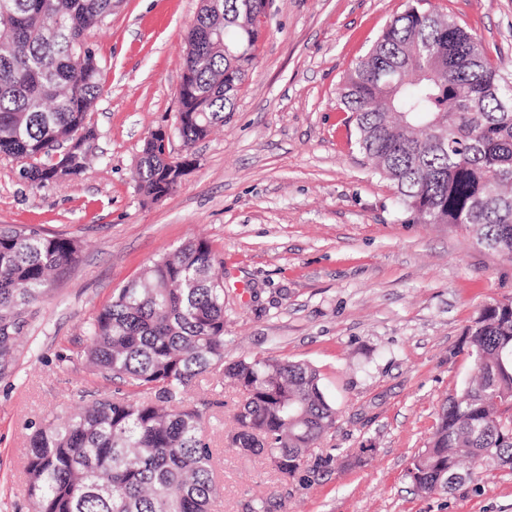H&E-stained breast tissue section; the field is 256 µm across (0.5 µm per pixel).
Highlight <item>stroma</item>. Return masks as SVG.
I'll return each mask as SVG.
<instances>
[{
  "instance_id": "35a3bbf8",
  "label": "stroma",
  "mask_w": 512,
  "mask_h": 512,
  "mask_svg": "<svg viewBox=\"0 0 512 512\" xmlns=\"http://www.w3.org/2000/svg\"><path fill=\"white\" fill-rule=\"evenodd\" d=\"M413 0H271L258 58L224 124L192 147L176 192L139 194L146 137L173 129L184 38L201 0H117L89 34L104 64L86 122L96 130L80 176L31 186L0 155V224L79 241L0 375V512H29L32 433L121 384L86 362L87 327L113 292L163 254L204 239L224 278V356L315 367L336 427L302 479L283 480L229 437L240 396L199 378L187 398L206 417L219 512L250 500L277 512H512V472L449 492L406 477L436 412L470 375L465 330L487 302L512 298V261L455 224H417L356 145L339 90ZM512 63V0H427Z\"/></svg>"
}]
</instances>
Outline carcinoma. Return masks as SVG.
I'll list each match as a JSON object with an SVG mask.
<instances>
[{
  "mask_svg": "<svg viewBox=\"0 0 512 512\" xmlns=\"http://www.w3.org/2000/svg\"><path fill=\"white\" fill-rule=\"evenodd\" d=\"M113 0H0V153L42 186L78 177L61 144L86 127L103 65L88 31ZM265 0H204L189 29L179 100L184 144L207 137L234 110L257 58ZM223 33L225 49L208 38ZM84 64L71 65L74 54ZM361 152L389 180L396 203L422 224H461L512 260V73L451 15L412 7L394 17L340 88ZM169 144L150 134L137 189L177 190ZM79 259L77 242L23 225L0 226V374L30 308ZM87 358L133 388L92 401L31 438L30 512H212L219 496L203 414L187 402L193 382L229 379L241 400L232 446L263 455L285 479L303 469L337 411L317 369L275 358L224 362V284L209 243L164 254L113 293L92 319ZM473 375L440 407L427 448L407 477L420 492L477 481L482 463L512 471V299L486 303L467 327Z\"/></svg>",
  "mask_w": 512,
  "mask_h": 512,
  "instance_id": "carcinoma-1",
  "label": "carcinoma"
}]
</instances>
